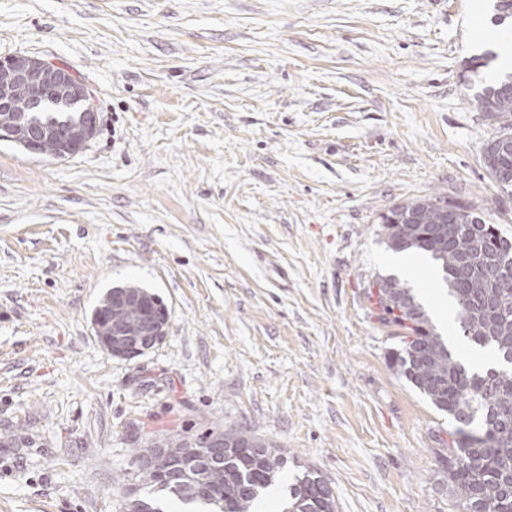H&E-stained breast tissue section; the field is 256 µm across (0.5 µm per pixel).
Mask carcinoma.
<instances>
[{
    "label": "carcinoma",
    "instance_id": "cac0c4a2",
    "mask_svg": "<svg viewBox=\"0 0 512 512\" xmlns=\"http://www.w3.org/2000/svg\"><path fill=\"white\" fill-rule=\"evenodd\" d=\"M479 110L493 120L491 136L512 137V75L477 93ZM483 166L494 184L501 169L512 172V160H493L482 151ZM465 210L472 224H444L439 204ZM415 214L410 240L398 238L396 222ZM382 235L394 251L417 250L440 267L448 297L454 303L457 330L469 342L490 348L499 357L512 355V253L499 247L502 235L475 208L444 197L415 198L380 214ZM469 253V274L458 269ZM378 318L406 331L391 352L397 370L440 411L455 422L448 432V453L441 462L448 490L458 512H512V366L484 373L466 368L435 331L413 289L395 278H379L368 289ZM241 430L224 429V454L214 462L202 485L191 479L175 482L153 466H139L125 512H167L172 502L207 512H250L254 502L273 486L288 463L281 449L255 436L247 444ZM282 512H335L333 492L316 469L306 468L283 491Z\"/></svg>",
    "mask_w": 512,
    "mask_h": 512
}]
</instances>
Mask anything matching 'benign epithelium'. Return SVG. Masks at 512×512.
I'll list each match as a JSON object with an SVG mask.
<instances>
[{"label":"benign epithelium","mask_w":512,"mask_h":512,"mask_svg":"<svg viewBox=\"0 0 512 512\" xmlns=\"http://www.w3.org/2000/svg\"><path fill=\"white\" fill-rule=\"evenodd\" d=\"M0 141L21 145L32 154L65 159L81 153L95 137L99 112L90 95L72 71L64 65L46 63L34 57H0ZM170 314L158 299L144 291L117 290L94 311L92 327L100 343L112 355L134 358L159 344L167 335ZM224 447V435L203 443L166 439L153 454L140 461L154 465L174 457L184 462L192 477L211 463L209 454Z\"/></svg>","instance_id":"benign-epithelium-1"}]
</instances>
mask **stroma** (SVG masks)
Wrapping results in <instances>:
<instances>
[{
	"mask_svg": "<svg viewBox=\"0 0 512 512\" xmlns=\"http://www.w3.org/2000/svg\"><path fill=\"white\" fill-rule=\"evenodd\" d=\"M498 0H0V57L63 64L96 137L64 160L0 141V512H123L145 440L232 425L318 470L337 512H454V424L390 360L367 299L378 216L466 201L512 238L475 102L512 73ZM430 266L402 275L433 325ZM170 322L97 341L113 286ZM170 314L144 291L117 290L94 311L92 327L113 356L134 358L159 344L167 334Z\"/></svg>",
	"mask_w": 512,
	"mask_h": 512,
	"instance_id": "35a3bbf8",
	"label": "stroma"
}]
</instances>
